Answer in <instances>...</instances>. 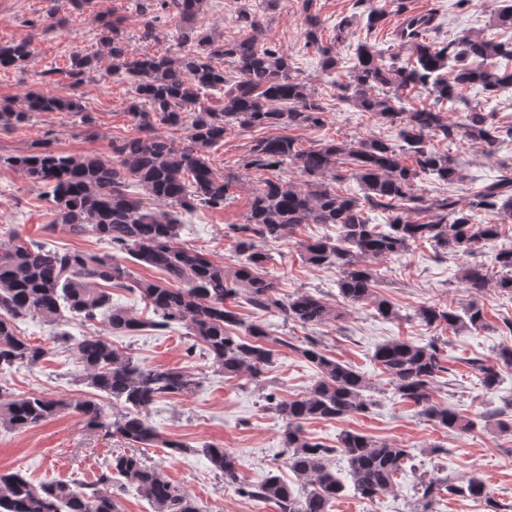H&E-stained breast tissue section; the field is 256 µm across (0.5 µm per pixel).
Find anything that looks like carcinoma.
<instances>
[{
  "mask_svg": "<svg viewBox=\"0 0 512 512\" xmlns=\"http://www.w3.org/2000/svg\"><path fill=\"white\" fill-rule=\"evenodd\" d=\"M314 0H303L301 25L306 42L317 49L322 72L362 112L398 129V140L369 138L356 141L329 139L314 149H302L285 130L323 127L325 106L311 95L306 83L294 74L288 56L266 34L262 16L246 10L238 16L243 36L216 40L196 26L203 0H137L142 17L140 38L157 39L155 22L163 11L177 20L182 32L176 49L162 55L130 56L122 20H101L100 47L93 55L76 51L66 71L76 85L91 72L104 70L114 79L132 84L137 103L132 105L136 134L112 140V153L75 155L61 152L46 142L21 155L0 154V169L22 172L32 183L47 188L54 220L69 233L88 231L111 248L109 253L48 249L10 235L0 242V371L14 365H37L47 349L16 333L15 320L38 317L58 326L64 320L92 322L108 313L113 330L183 324L194 344L201 345L227 377H258L272 363L278 348L294 350L317 370L310 391L297 398L265 396L268 408L284 423L286 465L301 483L309 486L303 497L275 474L259 485L239 488L243 496L273 502L279 512H331L346 485L329 467V457L341 451L353 491L373 500L391 492L398 474L413 456L406 448L375 440L356 431L338 437L339 449L308 438V420H338L367 411L366 380L351 365L325 355L318 340L307 337L296 345L272 337L259 324H247L231 308L238 298L259 312H273L304 327L333 324L342 313L309 291L287 299L278 297L274 279L261 273L269 261L262 244L279 241L303 224H332L334 238L299 243L303 261L312 267L334 266L340 272L339 296L348 306L370 305L386 320L400 318L399 310L374 291L377 280L369 262L399 255L413 244L427 243L447 255L472 256L495 241L502 227L512 223V164H501V174L479 187L463 204L452 194L428 198L415 183L431 176L444 185L461 181L457 161L435 146L457 138L476 142L491 155L502 144H512V123L495 121L496 113L465 104L459 122H452L441 104L462 102L460 91L479 85L490 94L512 88V70L489 64L499 58L512 61V38L463 35L437 42L427 37L432 17L406 11L405 0H392L401 16L398 32L406 62L389 61L375 46H357L352 65L345 68L336 45L348 38L351 20L336 24L332 42L322 41L321 16L312 10ZM492 15V26L512 30V0H502ZM387 11L370 6L363 13L365 25L376 30L385 25ZM32 56V42L0 44V68L25 70ZM223 61L224 67L215 66ZM425 89L432 108L405 109L403 94ZM224 94V107L207 105L208 92ZM49 112L79 113L80 104L61 89L31 91L23 106L0 103V128L17 129L34 117ZM183 130L174 141L160 128ZM271 129L273 134L249 142L242 168L279 172L296 170L301 183L266 178L250 196L244 222L228 225L225 237L240 256L236 267L180 242L178 216L152 211L143 198L130 192L140 186L154 200L192 213L199 208L222 210L231 199L239 175L218 174L210 151L224 142L232 129ZM362 195L338 190L343 165ZM382 211L386 222L373 224L367 213ZM493 217L482 222L479 215ZM123 253L132 262L162 273L160 281L135 280L141 298L155 319L142 321L128 310L112 306L110 286L132 278L127 266L116 259ZM508 271L493 278L491 268ZM493 267L464 263L460 280L473 294L490 284L512 295V242L501 243ZM421 322L466 329L487 327L484 309L473 300L455 313L441 306H421ZM244 332H239V329ZM74 352L87 384L106 394L122 412L110 414L93 399L66 402L44 395H19L0 399V425L30 429L66 409L84 419L86 426L118 436L132 446L159 445L171 454L184 453L187 445L163 439L148 423L145 412L159 397L191 391L198 381L177 368L142 363L112 346L104 336H86L74 344ZM373 360L400 398L420 408L421 414L446 431L468 434L478 425L433 400V391L445 367L444 349L433 340L415 345L398 338L378 345ZM481 386L493 390L500 371L512 370V346L504 345L493 363L477 362ZM213 471L224 480H237V459L221 445L203 448ZM134 486L154 512H200L197 502L179 491L158 470L146 466L135 454L118 453L95 487L74 490L62 483L32 484L19 472L0 474V512H120L112 493L113 475ZM420 512H434L438 498L468 495L488 498L482 481L470 477L459 485L453 479L432 474L421 479Z\"/></svg>",
  "mask_w": 512,
  "mask_h": 512,
  "instance_id": "cac0c4a2",
  "label": "carcinoma"
}]
</instances>
